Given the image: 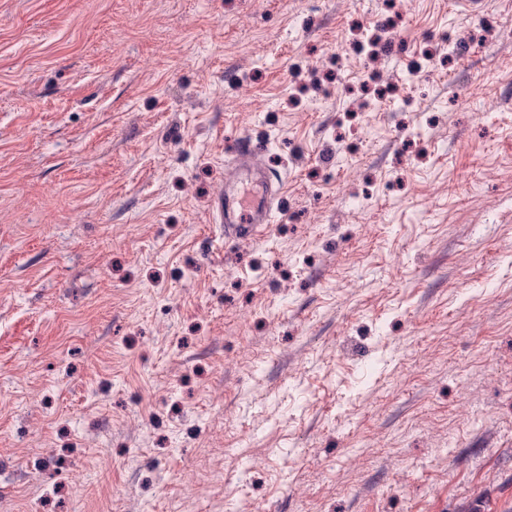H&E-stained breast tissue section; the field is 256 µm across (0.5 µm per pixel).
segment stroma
Listing matches in <instances>:
<instances>
[{
    "mask_svg": "<svg viewBox=\"0 0 512 512\" xmlns=\"http://www.w3.org/2000/svg\"><path fill=\"white\" fill-rule=\"evenodd\" d=\"M0 0V512H512V0ZM448 32L447 79L413 44ZM275 220L225 237L237 140ZM370 192L375 207L360 197ZM383 3L387 11L385 23L377 28H365L357 25L354 29V36L349 43V48L352 51L369 57L378 56L387 34L396 31L401 26L402 18L396 10L397 1L386 0Z\"/></svg>",
    "mask_w": 512,
    "mask_h": 512,
    "instance_id": "stroma-1",
    "label": "stroma"
}]
</instances>
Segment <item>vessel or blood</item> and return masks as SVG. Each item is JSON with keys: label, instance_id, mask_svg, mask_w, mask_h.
<instances>
[{"label": "vessel or blood", "instance_id": "vessel-or-blood-1", "mask_svg": "<svg viewBox=\"0 0 512 512\" xmlns=\"http://www.w3.org/2000/svg\"><path fill=\"white\" fill-rule=\"evenodd\" d=\"M260 152V146L251 139H239L236 165L225 175L224 191L216 200L225 236L254 237L272 221V175L259 162Z\"/></svg>", "mask_w": 512, "mask_h": 512}]
</instances>
